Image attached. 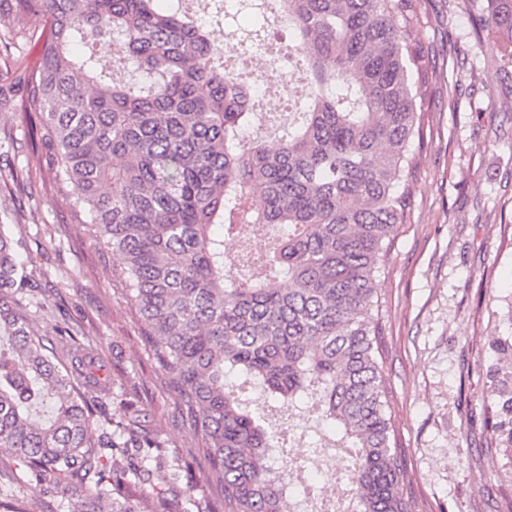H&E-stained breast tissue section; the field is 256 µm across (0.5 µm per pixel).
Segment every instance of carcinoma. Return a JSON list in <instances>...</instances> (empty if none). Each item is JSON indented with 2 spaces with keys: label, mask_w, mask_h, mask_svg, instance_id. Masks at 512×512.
I'll use <instances>...</instances> for the list:
<instances>
[{
  "label": "carcinoma",
  "mask_w": 512,
  "mask_h": 512,
  "mask_svg": "<svg viewBox=\"0 0 512 512\" xmlns=\"http://www.w3.org/2000/svg\"><path fill=\"white\" fill-rule=\"evenodd\" d=\"M7 2L0 43L39 54L19 106L37 119L70 215L112 251L110 276L224 512H285L271 436L245 406L253 381L288 407L320 393L352 452L340 479L357 512H426L387 413L375 288L412 198L416 112L433 93L421 0H279L308 93L272 142L247 136L260 116L254 78L224 67L221 31L200 16L162 0ZM476 20L512 64V0H483ZM246 224L274 238L257 257L264 273L241 279L224 239ZM27 280L0 224V454L15 463L0 512H27L18 492L29 487L77 512H142L118 495L153 483L139 460L161 442L70 327L49 341L12 315L3 295ZM488 347L485 410L512 479V336ZM158 479L179 488L183 512L197 507L178 469Z\"/></svg>",
  "instance_id": "carcinoma-1"
}]
</instances>
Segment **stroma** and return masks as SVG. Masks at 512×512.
Here are the masks:
<instances>
[{
  "label": "stroma",
  "instance_id": "stroma-1",
  "mask_svg": "<svg viewBox=\"0 0 512 512\" xmlns=\"http://www.w3.org/2000/svg\"><path fill=\"white\" fill-rule=\"evenodd\" d=\"M472 9L470 0L422 4L416 37L438 80L417 114L423 143L410 209L376 279L389 411L414 491L432 512H512L483 403L486 346L512 335V64L476 36ZM38 156L30 114L0 110V224L32 260L30 286L11 307L39 335L67 325L93 339L113 390L139 398L144 427L162 442L146 467L180 468L200 507L218 512L208 464L138 339L122 283L106 274L110 251L57 201ZM36 298L44 310L35 311ZM262 412L301 438L278 456L284 470L329 433L311 401L289 418Z\"/></svg>",
  "mask_w": 512,
  "mask_h": 512
}]
</instances>
